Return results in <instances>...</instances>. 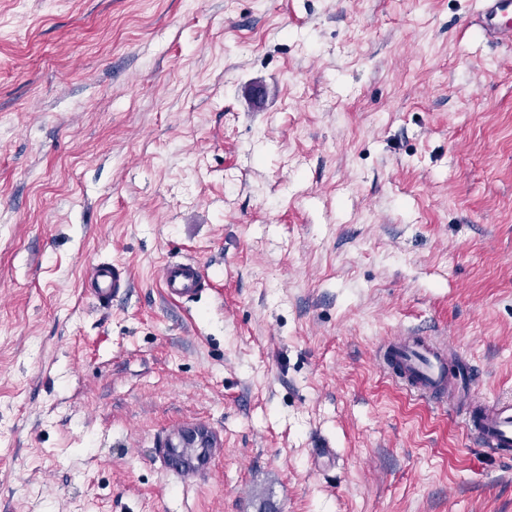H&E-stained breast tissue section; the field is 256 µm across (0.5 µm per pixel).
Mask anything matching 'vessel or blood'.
<instances>
[{"label": "vessel or blood", "instance_id": "vessel-or-blood-1", "mask_svg": "<svg viewBox=\"0 0 512 512\" xmlns=\"http://www.w3.org/2000/svg\"><path fill=\"white\" fill-rule=\"evenodd\" d=\"M470 26L489 42L511 45L512 0H479ZM157 277L163 297L173 305L199 299L210 290L204 265L192 258L165 261ZM129 286L123 267L104 261L91 268L85 291L109 304L126 297ZM379 365L409 392L437 405H452L475 445L493 458L512 460V401L483 400L470 368H450L446 343L400 332L380 345Z\"/></svg>", "mask_w": 512, "mask_h": 512}]
</instances>
